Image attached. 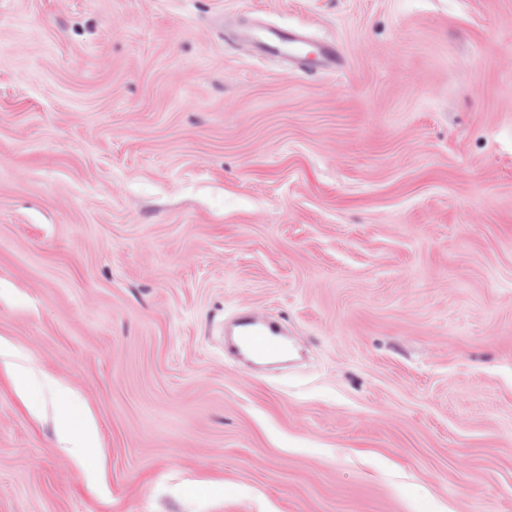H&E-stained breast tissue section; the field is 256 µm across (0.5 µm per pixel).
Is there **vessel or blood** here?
<instances>
[{"label":"vessel or blood","mask_w":512,"mask_h":512,"mask_svg":"<svg viewBox=\"0 0 512 512\" xmlns=\"http://www.w3.org/2000/svg\"><path fill=\"white\" fill-rule=\"evenodd\" d=\"M255 52L265 58L286 59L296 72L303 73L311 66L321 71L339 68L343 55L336 43L324 42L310 45L300 29L263 28L253 39ZM280 330L276 324L266 323L260 317L241 314L238 323L236 352L242 357H252L279 349Z\"/></svg>","instance_id":"b4317fda"}]
</instances>
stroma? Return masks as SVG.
I'll use <instances>...</instances> for the list:
<instances>
[{
  "instance_id": "stroma-1",
  "label": "stroma",
  "mask_w": 512,
  "mask_h": 512,
  "mask_svg": "<svg viewBox=\"0 0 512 512\" xmlns=\"http://www.w3.org/2000/svg\"><path fill=\"white\" fill-rule=\"evenodd\" d=\"M0 512H512V0H0ZM307 37L299 28H262L253 39L255 52L265 58L287 59L294 71L305 73L314 59L321 71L339 68L343 55L334 42H324L310 47ZM281 335L275 323H265L260 317L242 313L238 323L236 352L242 357H252L269 351H283L275 337Z\"/></svg>"
}]
</instances>
